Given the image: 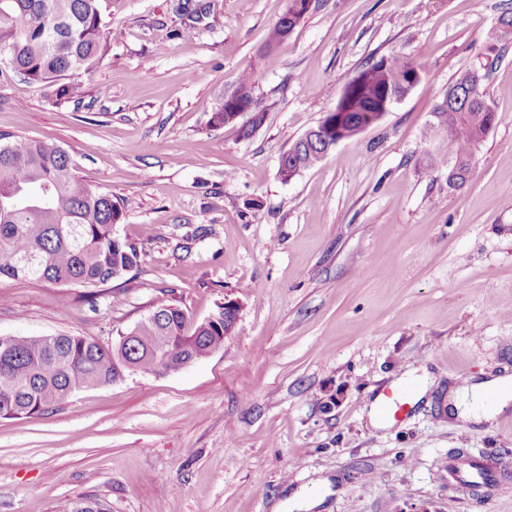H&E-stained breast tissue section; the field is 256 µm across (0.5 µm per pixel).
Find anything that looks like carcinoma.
<instances>
[{
  "label": "carcinoma",
  "instance_id": "cac0c4a2",
  "mask_svg": "<svg viewBox=\"0 0 512 512\" xmlns=\"http://www.w3.org/2000/svg\"><path fill=\"white\" fill-rule=\"evenodd\" d=\"M107 22L101 0H0V56L32 84L60 82L59 98L82 93L71 77L90 71L105 55ZM424 68L406 58H382L363 69L344 88L324 123L332 136L349 139L361 126L381 117L393 96L419 83ZM482 76L467 70L448 86L427 131L436 158L448 164V188L470 179L477 145L497 121L481 90ZM238 92L253 113L250 135L266 108L252 93L251 77ZM320 148L294 139L283 154L288 176L322 160ZM124 209L112 194L94 190L76 175L63 147L47 141L0 133V278H36L55 284L97 288L139 262L137 247L114 235ZM174 300L162 295L150 312L105 346L72 334L14 336L0 341V416L30 417L60 407L78 389L110 385L120 379L118 364L137 370L176 371L224 347L230 326L217 306L193 330ZM107 512L99 499L78 498L70 512Z\"/></svg>",
  "mask_w": 512,
  "mask_h": 512
}]
</instances>
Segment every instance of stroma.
Listing matches in <instances>:
<instances>
[{
  "label": "stroma",
  "mask_w": 512,
  "mask_h": 512,
  "mask_svg": "<svg viewBox=\"0 0 512 512\" xmlns=\"http://www.w3.org/2000/svg\"><path fill=\"white\" fill-rule=\"evenodd\" d=\"M512 0H323L277 48L286 0H102L107 51L57 99L0 61V132L63 146L80 180L125 209L138 264L95 297L0 280V336L108 344L164 291L195 324L224 300L222 349L134 372L58 409L0 417V512H512V407L448 415L459 373L512 375V42L488 34ZM402 56L421 82L375 126L291 180V139L369 64ZM484 68L498 119L471 177L448 187L425 132L462 72ZM251 73L267 108L212 127ZM427 392L369 425L407 372ZM501 464L496 486L448 488V452Z\"/></svg>",
  "instance_id": "1"
}]
</instances>
